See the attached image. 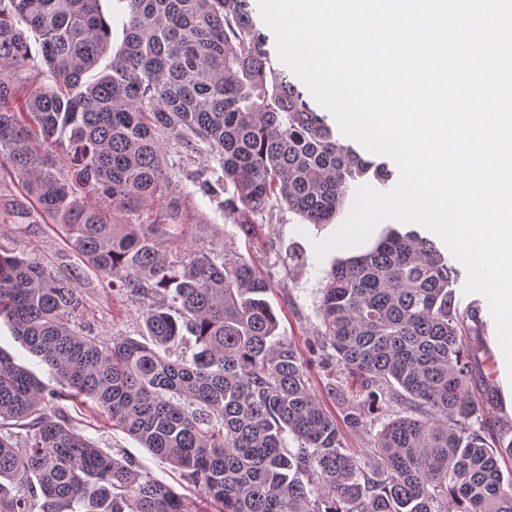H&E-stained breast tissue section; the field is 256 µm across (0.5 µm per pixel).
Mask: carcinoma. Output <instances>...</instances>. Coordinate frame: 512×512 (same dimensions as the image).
<instances>
[{
  "label": "carcinoma",
  "instance_id": "obj_1",
  "mask_svg": "<svg viewBox=\"0 0 512 512\" xmlns=\"http://www.w3.org/2000/svg\"><path fill=\"white\" fill-rule=\"evenodd\" d=\"M101 0H0V165L58 221L88 265L142 305V339L104 341L77 322L79 279L0 247V319L56 374L48 388L0 353V512H202L130 458L45 409L92 400L178 468L218 512H512V428L486 422L473 391L479 311L437 244L390 230L327 277L307 354L277 338L268 282L225 251L174 252L179 202L162 149L208 152L206 197L259 234L273 205L327 224L369 162L336 138L288 71L273 67L251 0H117L122 42L107 49ZM37 36L32 47L25 31ZM60 151L62 175L31 147ZM164 206L140 224L104 208ZM191 357L177 352L185 344ZM328 372L337 420L314 394ZM365 452L341 427L369 432Z\"/></svg>",
  "mask_w": 512,
  "mask_h": 512
}]
</instances>
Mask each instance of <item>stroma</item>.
Returning <instances> with one entry per match:
<instances>
[{"mask_svg": "<svg viewBox=\"0 0 512 512\" xmlns=\"http://www.w3.org/2000/svg\"><path fill=\"white\" fill-rule=\"evenodd\" d=\"M167 164L172 175V195L181 202L184 230L172 250L215 244L240 259L256 266L270 280L267 300L279 317L278 334L305 347L317 322L316 310L325 284V276L338 260L362 254L371 249L383 234L384 225H377L362 243L318 253V242L337 231L347 219L353 203L345 201L340 213L330 223L311 224L299 214L276 207L270 220L262 227L258 239L248 240L239 232L236 220L218 201L197 193L193 178L198 169L197 154L185 151L175 142L164 145ZM0 245L26 254L44 263L53 273L67 275L80 272L83 308L80 321L100 339L115 336L140 337L142 307L125 294L112 290L107 278L88 267L66 233L39 209H32L28 219L10 214L0 215ZM303 257L300 265H287L289 254ZM465 277H458L455 287L460 307H479L484 331L479 338L482 350L476 371L485 375L479 386L496 426L512 425V374L495 352L496 325L485 298L464 294ZM67 422L82 436L105 449L120 451L157 481L169 485L182 496L195 500L196 488L169 463L143 448L134 438L112 427L101 417L93 403L60 401L56 404Z\"/></svg>", "mask_w": 512, "mask_h": 512, "instance_id": "obj_1", "label": "stroma"}]
</instances>
